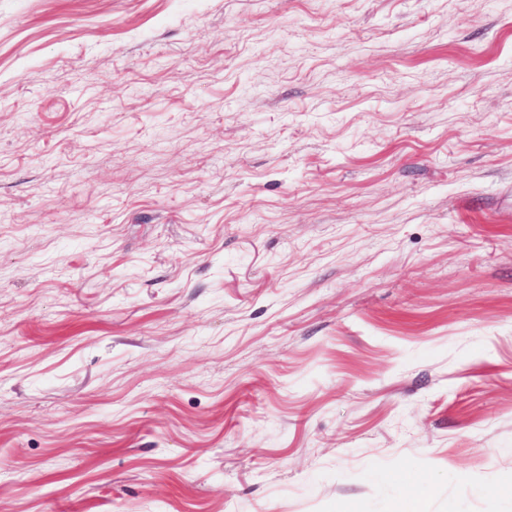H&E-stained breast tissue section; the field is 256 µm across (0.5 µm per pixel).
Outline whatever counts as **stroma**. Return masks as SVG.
Returning <instances> with one entry per match:
<instances>
[{
  "instance_id": "obj_1",
  "label": "stroma",
  "mask_w": 512,
  "mask_h": 512,
  "mask_svg": "<svg viewBox=\"0 0 512 512\" xmlns=\"http://www.w3.org/2000/svg\"><path fill=\"white\" fill-rule=\"evenodd\" d=\"M512 512V0H0V512Z\"/></svg>"
}]
</instances>
